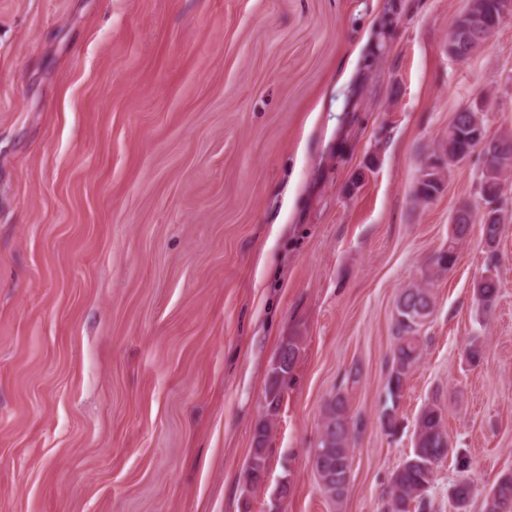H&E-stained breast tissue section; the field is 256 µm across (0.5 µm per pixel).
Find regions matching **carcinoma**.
Here are the masks:
<instances>
[{
  "instance_id": "carcinoma-1",
  "label": "carcinoma",
  "mask_w": 512,
  "mask_h": 512,
  "mask_svg": "<svg viewBox=\"0 0 512 512\" xmlns=\"http://www.w3.org/2000/svg\"><path fill=\"white\" fill-rule=\"evenodd\" d=\"M469 134L470 130L464 126L452 141L451 154L458 164L468 158ZM487 154L490 155L488 172L491 178L501 181L509 177L512 173V139L488 147ZM426 160L432 161L440 172L436 178L417 183L415 198L419 202H427L443 190L446 174L456 164L442 165V158L435 153ZM462 239L461 235L448 238V248L432 258L430 267L440 271L450 269ZM495 269L496 263L490 262L485 276L481 277L482 285L474 288L475 299L485 312L492 308L499 294L500 281ZM395 309V343L388 362L386 405L381 415L392 434L398 429L397 405L404 386L423 354L420 330L433 313L432 293L423 285L408 286L400 291ZM284 344L288 346V352L273 361L265 389L266 413L254 430L252 453L245 471V485L249 488L259 484L264 476L272 418L278 411L282 389L301 353L299 337L290 336ZM323 419V429L314 449L315 472L323 493L339 504L347 497L351 486L352 447L359 433V423L352 420L348 399L340 390L325 402ZM450 454L454 456L456 477L448 489V496L456 512H468L476 492L471 459L465 452L453 450L444 408L436 401L429 402L416 419L411 454L390 475L383 512H418L423 500L430 498L436 469ZM482 512H512V470L501 472L485 493Z\"/></svg>"
}]
</instances>
